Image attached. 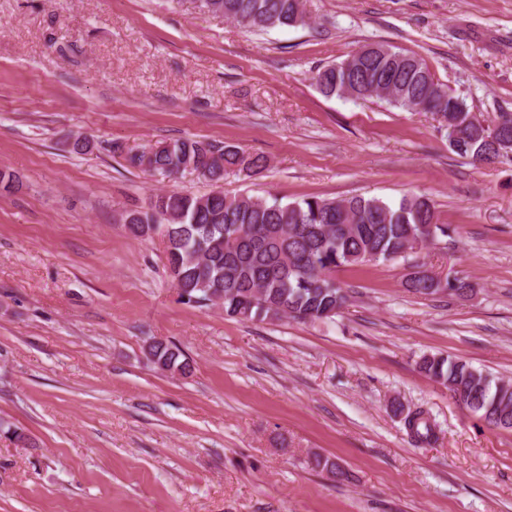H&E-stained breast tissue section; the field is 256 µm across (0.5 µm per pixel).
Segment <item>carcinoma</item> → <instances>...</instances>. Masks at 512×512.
<instances>
[{
    "instance_id": "carcinoma-1",
    "label": "carcinoma",
    "mask_w": 512,
    "mask_h": 512,
    "mask_svg": "<svg viewBox=\"0 0 512 512\" xmlns=\"http://www.w3.org/2000/svg\"><path fill=\"white\" fill-rule=\"evenodd\" d=\"M225 18L243 19L260 30L305 23L302 0H204ZM315 81L326 96L383 100L393 107L435 114L450 128L472 114L466 100L441 83L426 61L388 46H367L318 70ZM209 156L198 176L215 184L230 171L255 173L265 160L235 146L183 139L129 152L126 161L153 174L169 176ZM126 222L136 239L157 234L166 239L168 263L180 298L199 306L222 303L224 314L246 320L302 321L336 315L348 294L333 272L369 262H392L413 254L420 237L425 247L446 234L433 203L405 195L396 204L378 198H278L226 195L156 194L148 207L132 210ZM409 291L439 293L440 283L417 270L406 280ZM160 370L184 374L189 363L174 344L154 341L146 352ZM420 369L490 425L512 429V382L495 380L466 362L425 357ZM416 441L436 439V426L423 410L405 416Z\"/></svg>"
}]
</instances>
